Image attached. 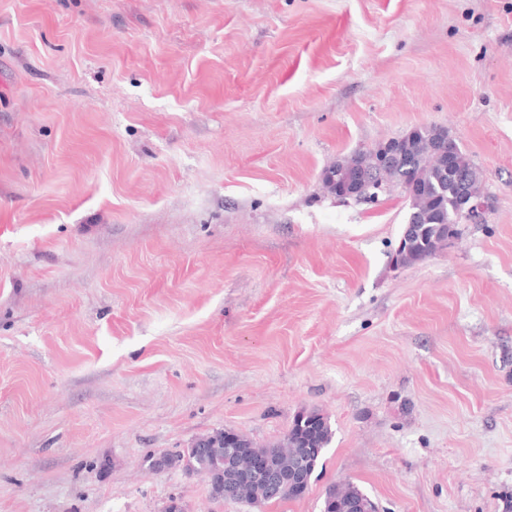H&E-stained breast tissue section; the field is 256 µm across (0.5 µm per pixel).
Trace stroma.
<instances>
[{"label":"stroma","instance_id":"1","mask_svg":"<svg viewBox=\"0 0 512 512\" xmlns=\"http://www.w3.org/2000/svg\"><path fill=\"white\" fill-rule=\"evenodd\" d=\"M447 128L491 208L394 267L400 192L323 170ZM300 498L150 459L294 416ZM512 503V0H0V512ZM359 497H367L359 488L354 486L352 483H342L341 486L336 484L328 487L324 498V512H340L339 505L346 502L349 499H355ZM370 499V498H369ZM336 510H333L335 509Z\"/></svg>","mask_w":512,"mask_h":512}]
</instances>
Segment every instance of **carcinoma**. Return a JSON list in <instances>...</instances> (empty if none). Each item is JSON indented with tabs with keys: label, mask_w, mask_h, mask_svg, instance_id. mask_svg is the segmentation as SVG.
I'll return each instance as SVG.
<instances>
[{
	"label": "carcinoma",
	"mask_w": 512,
	"mask_h": 512,
	"mask_svg": "<svg viewBox=\"0 0 512 512\" xmlns=\"http://www.w3.org/2000/svg\"><path fill=\"white\" fill-rule=\"evenodd\" d=\"M433 127H422L420 133L404 141L402 154L392 164H380L374 149L356 153L355 162L373 178L365 190V198L373 199L379 193L398 187L408 202L409 214L417 224L407 233L403 247L395 259L397 265L421 263L444 247L443 241L460 234L459 225L468 221L460 212V197L456 193H444L448 186V174L444 173L436 153V140L432 136ZM457 171L468 177L465 192L483 193L482 180L478 168L463 151L456 155ZM228 431H216L193 439L190 444L174 454L164 456L170 464L182 467L188 475L202 474L215 467L212 456L199 452L200 445L208 448L224 447V437ZM238 443L245 448L243 455L270 453L278 466L284 470L300 466L314 474L325 449L332 439V427L327 417L316 411L298 413L284 435L275 444L258 447L251 439L235 434ZM365 496L351 483L331 485L325 493L323 512H340V504L349 499ZM290 495H271L263 482L253 481L240 487L237 501L251 507L285 500Z\"/></svg>",
	"instance_id": "1"
}]
</instances>
